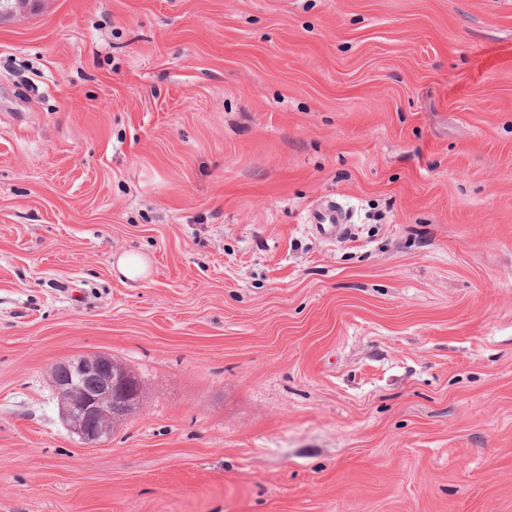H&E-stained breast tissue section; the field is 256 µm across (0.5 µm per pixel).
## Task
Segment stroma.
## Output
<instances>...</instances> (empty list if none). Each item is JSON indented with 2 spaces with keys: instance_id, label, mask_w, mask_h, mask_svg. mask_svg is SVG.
<instances>
[{
  "instance_id": "stroma-1",
  "label": "stroma",
  "mask_w": 512,
  "mask_h": 512,
  "mask_svg": "<svg viewBox=\"0 0 512 512\" xmlns=\"http://www.w3.org/2000/svg\"><path fill=\"white\" fill-rule=\"evenodd\" d=\"M0 512H512V0L0 19ZM309 221L319 235L329 240L343 235L347 226L346 214L334 205L311 210ZM54 384L64 424L88 444L108 438L114 423L133 412L139 394L134 375L105 355L58 366Z\"/></svg>"
}]
</instances>
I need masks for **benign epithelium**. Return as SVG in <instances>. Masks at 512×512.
<instances>
[{
  "mask_svg": "<svg viewBox=\"0 0 512 512\" xmlns=\"http://www.w3.org/2000/svg\"><path fill=\"white\" fill-rule=\"evenodd\" d=\"M36 0H0V15L23 14ZM61 418L88 444L110 436L114 423L134 410L139 384L134 375L105 355L83 356L54 370Z\"/></svg>",
  "mask_w": 512,
  "mask_h": 512,
  "instance_id": "benign-epithelium-1",
  "label": "benign epithelium"
}]
</instances>
